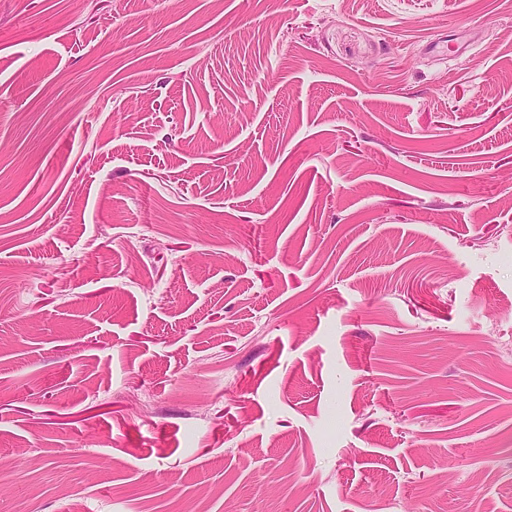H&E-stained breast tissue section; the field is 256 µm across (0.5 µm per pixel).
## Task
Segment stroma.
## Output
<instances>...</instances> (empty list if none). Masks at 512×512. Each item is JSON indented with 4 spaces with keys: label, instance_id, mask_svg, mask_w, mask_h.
Wrapping results in <instances>:
<instances>
[{
    "label": "stroma",
    "instance_id": "35a3bbf8",
    "mask_svg": "<svg viewBox=\"0 0 512 512\" xmlns=\"http://www.w3.org/2000/svg\"><path fill=\"white\" fill-rule=\"evenodd\" d=\"M512 0H0V512H512Z\"/></svg>",
    "mask_w": 512,
    "mask_h": 512
}]
</instances>
